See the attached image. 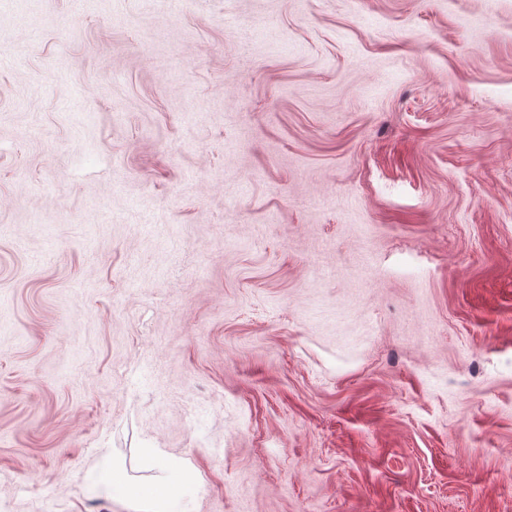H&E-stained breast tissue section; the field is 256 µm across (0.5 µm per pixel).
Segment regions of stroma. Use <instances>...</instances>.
<instances>
[{
	"label": "stroma",
	"instance_id": "obj_1",
	"mask_svg": "<svg viewBox=\"0 0 512 512\" xmlns=\"http://www.w3.org/2000/svg\"><path fill=\"white\" fill-rule=\"evenodd\" d=\"M162 485L512 512V0H0V512Z\"/></svg>",
	"mask_w": 512,
	"mask_h": 512
}]
</instances>
